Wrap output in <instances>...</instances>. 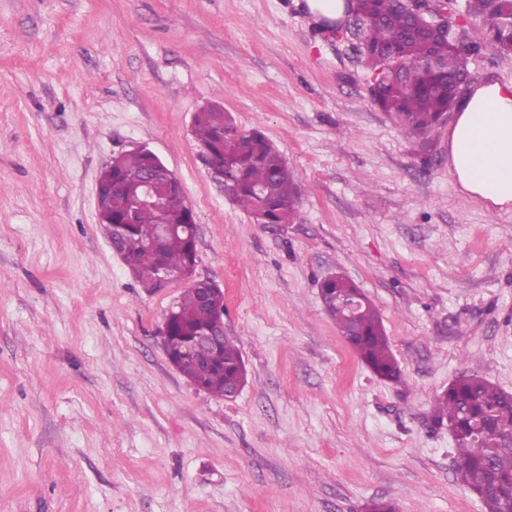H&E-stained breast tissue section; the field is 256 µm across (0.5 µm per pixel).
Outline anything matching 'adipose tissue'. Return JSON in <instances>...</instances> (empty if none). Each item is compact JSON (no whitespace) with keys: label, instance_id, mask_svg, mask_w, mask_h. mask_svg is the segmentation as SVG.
Segmentation results:
<instances>
[{"label":"adipose tissue","instance_id":"1","mask_svg":"<svg viewBox=\"0 0 512 512\" xmlns=\"http://www.w3.org/2000/svg\"><path fill=\"white\" fill-rule=\"evenodd\" d=\"M451 172L466 196L512 207V84L475 87L448 135Z\"/></svg>","mask_w":512,"mask_h":512}]
</instances>
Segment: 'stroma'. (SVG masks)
I'll return each instance as SVG.
<instances>
[{
	"label": "stroma",
	"instance_id": "stroma-1",
	"mask_svg": "<svg viewBox=\"0 0 512 512\" xmlns=\"http://www.w3.org/2000/svg\"><path fill=\"white\" fill-rule=\"evenodd\" d=\"M471 85L512 55L471 51ZM350 43L298 0H0V512H482L436 396L463 372L512 393V210L465 197L448 128L423 141L368 97ZM217 105L296 176L293 223H255L198 160ZM146 146L198 225L247 381L197 389L160 339L184 290L150 293L98 222L96 183ZM342 274L402 373L375 376L325 314Z\"/></svg>",
	"mask_w": 512,
	"mask_h": 512
}]
</instances>
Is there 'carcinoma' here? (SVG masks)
Wrapping results in <instances>:
<instances>
[{
	"label": "carcinoma",
	"instance_id": "cac0c4a2",
	"mask_svg": "<svg viewBox=\"0 0 512 512\" xmlns=\"http://www.w3.org/2000/svg\"><path fill=\"white\" fill-rule=\"evenodd\" d=\"M362 25L357 29L360 56L378 77L369 89L371 100L400 130L427 135L438 129L457 101V88L468 75L464 51L448 39H430L419 30L414 13L402 0H358ZM468 12L484 25L483 41L503 56L512 54V29L491 27V14L512 15V0H468ZM193 134L197 148L212 168L224 172V192L256 223L290 224L296 215L298 191L295 175L279 151L258 130L242 132L224 110L210 107L196 113ZM152 160L134 150L112 160L101 177L99 224L113 249L133 277L145 288H156V276L176 273L196 262V243L184 227L194 223L185 198L170 184L164 186L162 209L142 208L127 222L130 198L112 189L114 183L135 184L151 171ZM177 225L174 233L158 239L161 222ZM319 295L325 312L351 344L359 358L378 377L400 379L379 314L367 297L343 276L323 280ZM346 298L359 299L354 312L342 307ZM199 287L184 289L169 317L167 350L177 370L205 390L231 399L246 381L240 348L224 338L219 366L200 373V354H189L195 337L216 322L214 306ZM434 421L455 431L459 464L456 479L470 491L484 495L488 479L499 493L484 495V512H512V394L488 380L463 373L439 396Z\"/></svg>",
	"mask_w": 512,
	"mask_h": 512
}]
</instances>
